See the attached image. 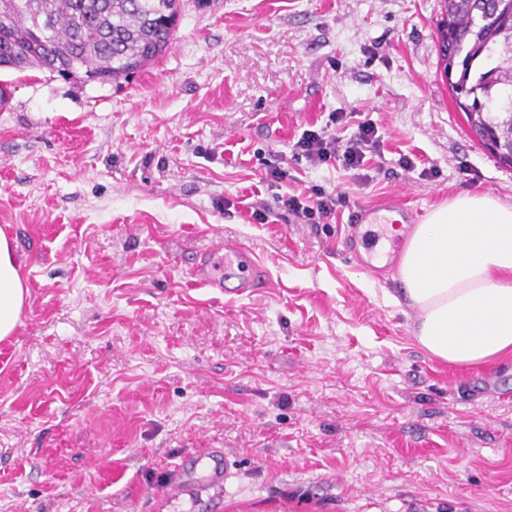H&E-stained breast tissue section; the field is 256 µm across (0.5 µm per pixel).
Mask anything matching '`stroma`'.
<instances>
[{"instance_id":"1","label":"stroma","mask_w":512,"mask_h":512,"mask_svg":"<svg viewBox=\"0 0 512 512\" xmlns=\"http://www.w3.org/2000/svg\"><path fill=\"white\" fill-rule=\"evenodd\" d=\"M440 19L441 0H183L120 85L0 70V231L29 289L0 342V512H512V359L438 360L390 301L397 269L343 252L388 195L512 203L449 96ZM332 112L378 126L363 173L295 156ZM277 154L289 189L344 196L335 223L278 208ZM219 238L270 287L195 285ZM206 448L227 485L174 496Z\"/></svg>"}]
</instances>
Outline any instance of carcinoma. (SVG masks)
<instances>
[{"mask_svg":"<svg viewBox=\"0 0 512 512\" xmlns=\"http://www.w3.org/2000/svg\"><path fill=\"white\" fill-rule=\"evenodd\" d=\"M439 53L457 111L512 168V0H443ZM180 0H0V68L118 84L172 43Z\"/></svg>","mask_w":512,"mask_h":512,"instance_id":"carcinoma-1","label":"carcinoma"}]
</instances>
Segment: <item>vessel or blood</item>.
I'll return each mask as SVG.
<instances>
[{"mask_svg":"<svg viewBox=\"0 0 512 512\" xmlns=\"http://www.w3.org/2000/svg\"><path fill=\"white\" fill-rule=\"evenodd\" d=\"M391 214L398 216L404 224L413 223L415 219L414 210L394 196L384 197L376 205L359 208L353 214V225L363 226L364 231L359 235H348L344 251L352 257L361 258L366 269H373L375 257L383 256L392 262L401 252V241L390 238L385 227L387 217ZM209 254L211 259L217 255L223 257V264L218 266L210 260L196 266L191 272L193 282L235 295L266 287V268L249 248L238 243L218 242L210 248ZM203 457L213 463L210 473L203 477L204 482L212 486L226 483L230 477L229 470L222 467L220 454L212 449L204 450L200 455H189L188 459L181 462V470L187 472L194 469Z\"/></svg>","mask_w":512,"mask_h":512,"instance_id":"1","label":"vessel or blood"}]
</instances>
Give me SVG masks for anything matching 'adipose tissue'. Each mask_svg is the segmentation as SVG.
<instances>
[{"label":"adipose tissue","instance_id":"1","mask_svg":"<svg viewBox=\"0 0 512 512\" xmlns=\"http://www.w3.org/2000/svg\"><path fill=\"white\" fill-rule=\"evenodd\" d=\"M398 277L432 356L476 364L512 355V204L466 192L428 211ZM27 294L15 244L0 232V341L14 334Z\"/></svg>","mask_w":512,"mask_h":512}]
</instances>
